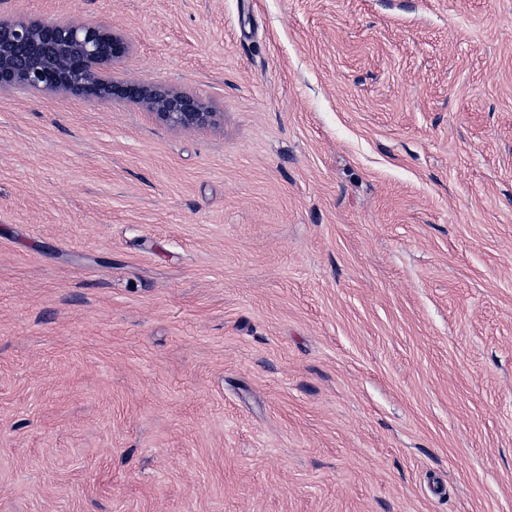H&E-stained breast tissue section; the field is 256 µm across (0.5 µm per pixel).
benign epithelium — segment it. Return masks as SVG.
<instances>
[{
  "label": "benign epithelium",
  "mask_w": 512,
  "mask_h": 512,
  "mask_svg": "<svg viewBox=\"0 0 512 512\" xmlns=\"http://www.w3.org/2000/svg\"><path fill=\"white\" fill-rule=\"evenodd\" d=\"M132 50L125 35L82 22L0 21V90L27 87L89 99L129 102L163 125L190 130L214 124L213 112L193 95L159 83L112 77Z\"/></svg>",
  "instance_id": "obj_1"
}]
</instances>
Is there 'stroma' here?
<instances>
[{"label": "stroma", "mask_w": 512, "mask_h": 512, "mask_svg": "<svg viewBox=\"0 0 512 512\" xmlns=\"http://www.w3.org/2000/svg\"><path fill=\"white\" fill-rule=\"evenodd\" d=\"M199 97L0 92V512H512V0H0Z\"/></svg>", "instance_id": "stroma-1"}]
</instances>
